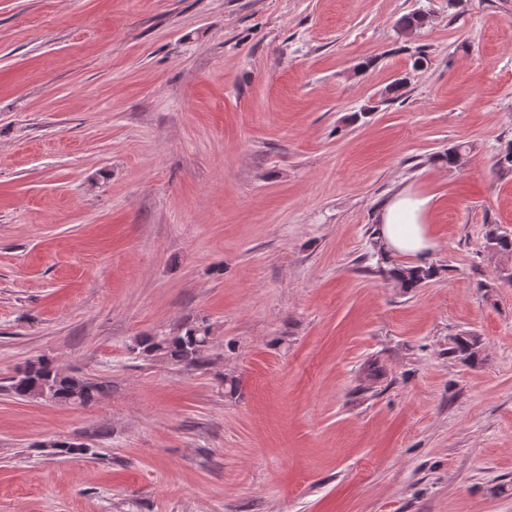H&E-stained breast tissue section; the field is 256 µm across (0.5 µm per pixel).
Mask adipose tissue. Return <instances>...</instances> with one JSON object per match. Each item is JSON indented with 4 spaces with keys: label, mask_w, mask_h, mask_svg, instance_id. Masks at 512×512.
I'll use <instances>...</instances> for the list:
<instances>
[{
    "label": "adipose tissue",
    "mask_w": 512,
    "mask_h": 512,
    "mask_svg": "<svg viewBox=\"0 0 512 512\" xmlns=\"http://www.w3.org/2000/svg\"><path fill=\"white\" fill-rule=\"evenodd\" d=\"M426 198L401 192L380 214V236L386 248L395 254L418 257L434 245L425 221Z\"/></svg>",
    "instance_id": "1"
}]
</instances>
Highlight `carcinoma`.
<instances>
[{"mask_svg": "<svg viewBox=\"0 0 512 512\" xmlns=\"http://www.w3.org/2000/svg\"><path fill=\"white\" fill-rule=\"evenodd\" d=\"M373 242L377 256V271L387 272L398 286L405 291L418 288L437 276L432 266H400L396 265L384 270L383 265L389 263L388 252L382 244L379 231ZM486 243L496 253L512 257V234L492 225L486 233ZM210 336L202 328H188L175 336H143L137 340L139 353L146 357L166 359L187 367H203L207 362ZM482 351V343L478 336H456L448 354L465 363H474ZM7 390L14 396L27 399L40 391H45L53 401L71 405H87L95 400L101 391V385L87 378L67 375L57 370L49 360L40 359L11 377Z\"/></svg>", "mask_w": 512, "mask_h": 512, "instance_id": "1", "label": "carcinoma"}]
</instances>
